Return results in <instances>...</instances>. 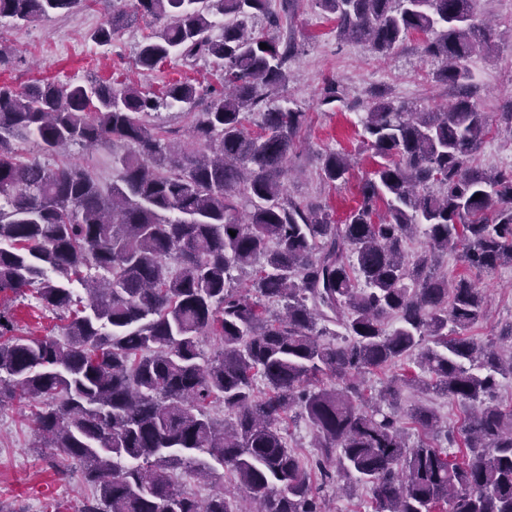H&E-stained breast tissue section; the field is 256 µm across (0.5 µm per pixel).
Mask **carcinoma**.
<instances>
[{"instance_id":"obj_1","label":"carcinoma","mask_w":512,"mask_h":512,"mask_svg":"<svg viewBox=\"0 0 512 512\" xmlns=\"http://www.w3.org/2000/svg\"><path fill=\"white\" fill-rule=\"evenodd\" d=\"M473 2L317 0L337 36L379 56L427 35L420 53L458 90L443 112L372 101L361 143L379 161L340 224L285 196L308 116L276 103L293 48L246 27L270 0H136L152 28L137 65L208 57L220 89L0 84V293L31 287L67 320L64 343L17 336L0 309V403H42L40 447L79 461L95 490L81 512H240L224 493L183 490L213 461L256 512H325L322 486L342 480L369 488L372 512H512V406L497 398L512 354L464 335L487 313L471 274L512 267V166L473 164L491 126L465 61L493 36ZM81 6L0 0V20ZM130 21L109 12L93 40L111 44ZM176 104L194 116L179 147L147 121ZM23 137L45 151L134 149L112 154L122 176L105 191L77 165L21 156ZM349 170L332 150L321 177L341 183ZM448 253L463 267L452 281L438 272ZM205 335L220 343L212 359ZM397 365L366 394L364 374ZM411 387L458 404L462 423L441 424L426 404L402 411ZM214 404L230 419L217 422ZM294 417L314 434L306 465L289 445Z\"/></svg>"}]
</instances>
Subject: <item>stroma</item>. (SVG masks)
Listing matches in <instances>:
<instances>
[{
	"mask_svg": "<svg viewBox=\"0 0 512 512\" xmlns=\"http://www.w3.org/2000/svg\"><path fill=\"white\" fill-rule=\"evenodd\" d=\"M281 3L270 2L271 12L279 16L277 25L260 17L249 26L277 43L290 42L297 48L288 63L291 79L280 91L279 102L307 112L309 123L288 157L286 193L301 205L324 207L340 222L355 206L360 182L375 164L370 153L359 148L360 119L374 95L437 112L455 101L456 92L435 79L437 63L421 56L423 34L409 35L390 55L381 57L361 43L338 39L333 21L315 0H291L286 10ZM473 8L477 21L490 23L494 29L491 48H478L466 61L473 77L472 100L487 113L495 129L475 161L486 168L506 167L512 165V137L503 133L500 114L512 104V0H475ZM104 19L103 5L91 0L68 14L18 26L1 25L0 39L8 41L14 52L11 67L0 69V83L83 84L118 78L154 91L183 79L203 87L218 85L221 71L208 58L192 63L174 56L152 70L137 66L139 45L148 31L141 20L121 30L111 45H97L92 34ZM331 78L341 85L343 97L327 103L324 88ZM14 146L22 156L52 166L79 164L104 187L119 175L108 143L94 148L71 146L55 153L44 152L30 140H16ZM332 150L354 158L347 181L335 186L319 176L322 159ZM478 286L486 296L489 317L473 325L468 334L485 342L512 321V268L480 279ZM0 308L13 314L16 335H63L56 314L40 306L30 289L0 293ZM37 408L34 402L0 404V512H80L90 487L78 464H70L67 477H60L55 460L39 448L32 424Z\"/></svg>",
	"mask_w": 512,
	"mask_h": 512,
	"instance_id": "stroma-1",
	"label": "stroma"
}]
</instances>
